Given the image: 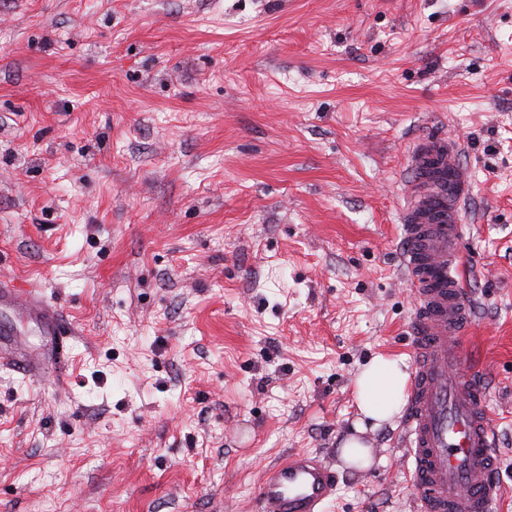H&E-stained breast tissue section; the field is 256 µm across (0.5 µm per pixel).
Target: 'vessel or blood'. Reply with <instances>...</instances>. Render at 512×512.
I'll return each mask as SVG.
<instances>
[{
	"label": "vessel or blood",
	"instance_id": "vessel-or-blood-1",
	"mask_svg": "<svg viewBox=\"0 0 512 512\" xmlns=\"http://www.w3.org/2000/svg\"><path fill=\"white\" fill-rule=\"evenodd\" d=\"M402 265L414 295V374L404 422L408 474L420 512H493L502 494L484 393L467 362L464 334L471 299L460 270L461 211L470 176L445 136L420 139L409 154ZM38 316L58 330L59 314L35 293L0 281V302ZM0 365L43 373L14 350L0 348ZM336 473L322 459L292 453L272 466L257 489L260 512H324Z\"/></svg>",
	"mask_w": 512,
	"mask_h": 512
}]
</instances>
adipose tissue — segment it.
<instances>
[{"instance_id":"1","label":"adipose tissue","mask_w":512,"mask_h":512,"mask_svg":"<svg viewBox=\"0 0 512 512\" xmlns=\"http://www.w3.org/2000/svg\"><path fill=\"white\" fill-rule=\"evenodd\" d=\"M409 374L402 359L378 356L358 373L354 383L355 402L361 421L356 422V435L348 437L342 446L341 457L351 466L371 465V449L361 439L366 423L381 426L393 422L405 403Z\"/></svg>"}]
</instances>
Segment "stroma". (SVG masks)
Listing matches in <instances>:
<instances>
[{
	"label": "stroma",
	"instance_id": "stroma-1",
	"mask_svg": "<svg viewBox=\"0 0 512 512\" xmlns=\"http://www.w3.org/2000/svg\"><path fill=\"white\" fill-rule=\"evenodd\" d=\"M457 141L466 356L512 512V0H0V512H259L305 450L325 512H418L402 420L341 451L376 356L413 360L408 156ZM9 302L23 314L36 315L51 329L50 334L59 333V325L63 322L60 315L49 308L34 292L24 293L16 287L13 280L0 281V302ZM0 365L7 366L24 376H39L45 371L44 365L36 364L14 350L3 349L0 342ZM341 457L347 465L366 468L372 464L371 449L358 436H350L342 446Z\"/></svg>",
	"mask_w": 512,
	"mask_h": 512
}]
</instances>
